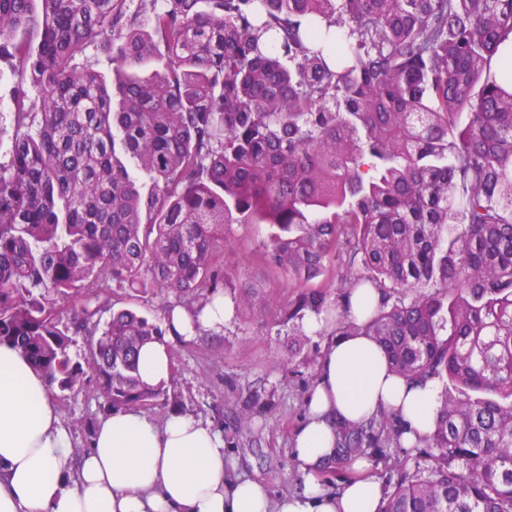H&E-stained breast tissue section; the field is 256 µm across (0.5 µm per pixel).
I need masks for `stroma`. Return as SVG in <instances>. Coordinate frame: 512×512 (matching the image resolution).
<instances>
[{"instance_id": "obj_1", "label": "stroma", "mask_w": 512, "mask_h": 512, "mask_svg": "<svg viewBox=\"0 0 512 512\" xmlns=\"http://www.w3.org/2000/svg\"><path fill=\"white\" fill-rule=\"evenodd\" d=\"M267 234L262 224L225 225L224 267L255 278L264 294L285 299L291 294L287 279L269 275L258 261ZM326 343V337L310 333L300 348L289 349L287 337L271 335L264 320L247 312L219 334L174 344V380L166 388L177 395L181 411L223 433L240 472L264 481L273 493H291L302 486L292 436ZM56 406L74 446L84 447V422L100 416L92 386L76 388Z\"/></svg>"}]
</instances>
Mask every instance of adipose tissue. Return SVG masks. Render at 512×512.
Here are the masks:
<instances>
[{"mask_svg":"<svg viewBox=\"0 0 512 512\" xmlns=\"http://www.w3.org/2000/svg\"><path fill=\"white\" fill-rule=\"evenodd\" d=\"M234 313L215 296L202 314L174 307L164 340L139 354L149 386L168 382L171 344L199 330L221 332ZM292 441L303 477L300 490L273 495L259 481L235 475L224 436L190 414L157 420L138 409L103 417L90 447L75 457L69 432L46 380L16 349L0 346V512H379L385 493L365 472L328 490L321 474L336 457L337 430L389 413L413 444L434 431L439 385L411 382L391 371L372 337H332Z\"/></svg>","mask_w":512,"mask_h":512,"instance_id":"obj_1","label":"adipose tissue"}]
</instances>
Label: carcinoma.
Listing matches in <instances>:
<instances>
[{
    "label": "carcinoma",
    "mask_w": 512,
    "mask_h": 512,
    "mask_svg": "<svg viewBox=\"0 0 512 512\" xmlns=\"http://www.w3.org/2000/svg\"><path fill=\"white\" fill-rule=\"evenodd\" d=\"M32 2L0 0L19 106L0 128V345L56 394L93 384L107 415L167 395L138 363L165 323L115 288L196 315L222 293L294 345L293 323L331 321L445 385L431 465L395 458L380 512H512V0ZM90 46L111 81L77 62ZM226 224L269 225L260 259L288 299L224 270ZM353 288L383 297L362 325L338 301ZM400 447L383 413L338 433L336 463ZM113 300L118 302V305H131L140 310L144 315L150 319L159 321L163 318L165 307L172 302L176 301L175 295H152L149 293H138L130 290H120L115 295Z\"/></svg>",
    "instance_id": "obj_1"
}]
</instances>
